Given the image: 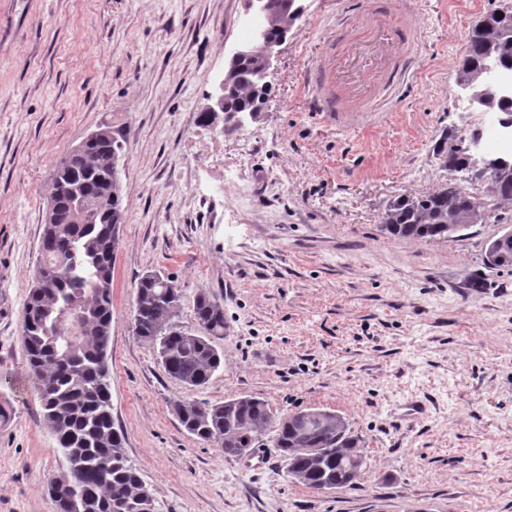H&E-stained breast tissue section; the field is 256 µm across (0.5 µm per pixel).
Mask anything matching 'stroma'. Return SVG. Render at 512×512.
Returning <instances> with one entry per match:
<instances>
[{"instance_id":"obj_1","label":"stroma","mask_w":512,"mask_h":512,"mask_svg":"<svg viewBox=\"0 0 512 512\" xmlns=\"http://www.w3.org/2000/svg\"><path fill=\"white\" fill-rule=\"evenodd\" d=\"M261 118L200 125L243 43L242 0H0V512H53L67 461L21 340L57 164L111 122L126 210L112 271V416L155 512H512V267L501 223L397 240L398 197L452 184L435 156L474 129L456 87L472 28L503 0H304ZM148 272L224 306L223 366L170 378L132 331ZM245 395L323 409L362 436L354 487L296 483L271 442L226 457L178 402Z\"/></svg>"}]
</instances>
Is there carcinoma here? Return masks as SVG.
Returning a JSON list of instances; mask_svg holds the SVG:
<instances>
[{"label":"carcinoma","mask_w":512,"mask_h":512,"mask_svg":"<svg viewBox=\"0 0 512 512\" xmlns=\"http://www.w3.org/2000/svg\"><path fill=\"white\" fill-rule=\"evenodd\" d=\"M259 54L237 66L226 97V120L264 104ZM512 69V9L486 17L467 39L457 64L458 88L474 83L490 66ZM103 138L87 146L76 162H59L53 192L61 202L44 215L40 263H63L65 274L32 279L24 309L22 344L30 376L43 409V421L68 462L49 483L54 512H155L151 493L128 463L123 437L112 418L108 348L112 329V234L123 223L122 193L111 196L106 161L122 153L123 142L104 122ZM78 185L90 206L82 223L74 221L67 188ZM477 201L454 185L426 195L393 200L385 230L397 239L459 238ZM160 275L140 278L134 325L137 337L158 352L165 372L186 387H203L222 366L224 355L213 339L224 335V306L206 292L195 303L196 327L175 321L181 292ZM180 424L203 442L220 445L226 457H242L269 434L289 473H301L303 485L340 483L352 487L347 467L361 439L340 417L323 413L299 426L288 419L273 424L269 404L258 397L221 403L175 404Z\"/></svg>","instance_id":"cac0c4a2"}]
</instances>
